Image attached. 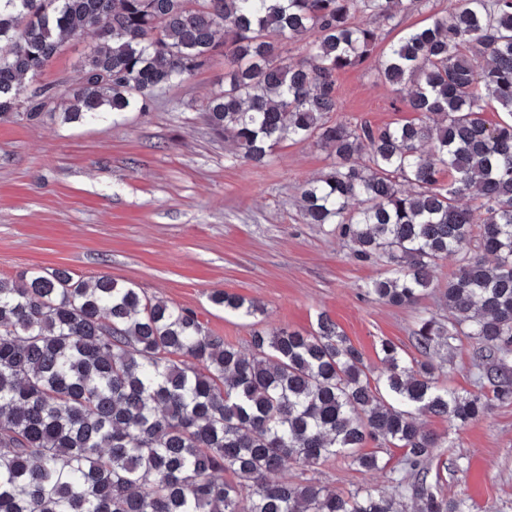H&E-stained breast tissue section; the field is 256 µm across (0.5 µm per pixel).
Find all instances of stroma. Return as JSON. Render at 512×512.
I'll list each match as a JSON object with an SVG mask.
<instances>
[{
  "mask_svg": "<svg viewBox=\"0 0 512 512\" xmlns=\"http://www.w3.org/2000/svg\"><path fill=\"white\" fill-rule=\"evenodd\" d=\"M95 43L90 33L68 39L40 75L25 79L27 90L64 96L82 82ZM376 63L372 57L337 73L332 120L377 127L415 119L378 81ZM223 70L220 61L203 67L118 124H65L48 112L34 121L0 120V272L108 274L196 311L242 350L254 330L310 332L324 313L372 372L383 368L385 340L419 358L413 331L424 316L447 321L440 291L458 258L438 262L432 288L415 306L367 295L384 262L354 259L332 225L307 224L301 215L303 185L327 171L332 157L313 143L286 141L265 165L237 160L233 142L215 136L203 117ZM217 291L257 300L263 311L225 314L210 300ZM430 358L440 382L462 394L478 389L485 364L470 341L436 348ZM420 421L440 441L431 466L435 491L466 499L471 512H512V404L464 425L428 414ZM364 450L378 452L386 468L363 472L339 457L310 474L343 492L379 490L405 476L403 449L370 441Z\"/></svg>",
  "mask_w": 512,
  "mask_h": 512,
  "instance_id": "obj_1",
  "label": "stroma"
}]
</instances>
